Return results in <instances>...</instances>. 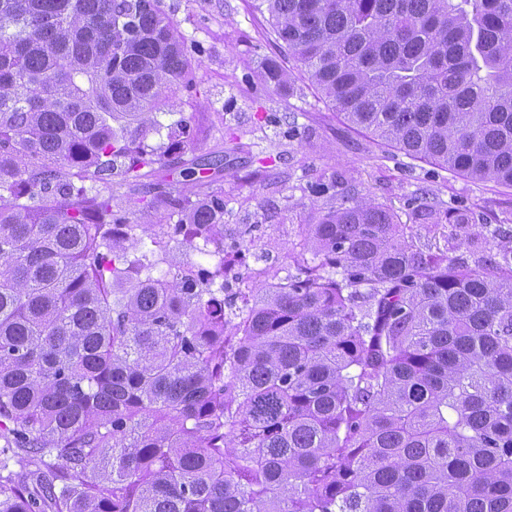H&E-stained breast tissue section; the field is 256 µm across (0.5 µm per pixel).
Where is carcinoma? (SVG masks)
I'll return each mask as SVG.
<instances>
[{"label": "carcinoma", "instance_id": "obj_1", "mask_svg": "<svg viewBox=\"0 0 512 512\" xmlns=\"http://www.w3.org/2000/svg\"><path fill=\"white\" fill-rule=\"evenodd\" d=\"M252 8L350 126L512 187V0ZM192 71L161 0H0V512H512V246L470 266L344 198L230 286L224 191L85 185L162 164Z\"/></svg>", "mask_w": 512, "mask_h": 512}]
</instances>
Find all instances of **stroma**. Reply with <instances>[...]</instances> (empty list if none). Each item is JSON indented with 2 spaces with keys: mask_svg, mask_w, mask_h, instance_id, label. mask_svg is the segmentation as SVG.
Masks as SVG:
<instances>
[{
  "mask_svg": "<svg viewBox=\"0 0 512 512\" xmlns=\"http://www.w3.org/2000/svg\"><path fill=\"white\" fill-rule=\"evenodd\" d=\"M162 7L202 47L193 56L195 90H176L174 109L159 116L166 126L193 124L194 141L172 148L166 135H151L149 144L164 150L159 172L134 186L113 170L92 183L94 194L121 203L162 180L194 199L223 190L224 247L251 246L234 270L246 285L256 269L287 264L306 224L330 207L328 197L311 191L323 181L381 204L434 253L470 264L487 259L495 251L489 224L499 227L501 240H512V187L472 182L350 127L270 39L250 0H162ZM270 58L290 70L287 91L264 83ZM207 160L213 167L206 180L186 177L187 168ZM448 211L458 223L445 220Z\"/></svg>",
  "mask_w": 512,
  "mask_h": 512,
  "instance_id": "stroma-1",
  "label": "stroma"
}]
</instances>
